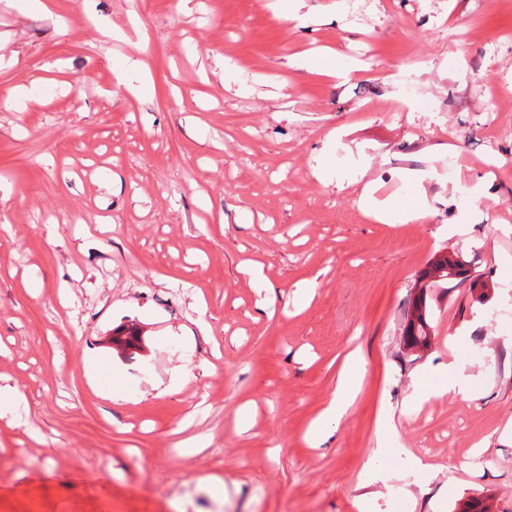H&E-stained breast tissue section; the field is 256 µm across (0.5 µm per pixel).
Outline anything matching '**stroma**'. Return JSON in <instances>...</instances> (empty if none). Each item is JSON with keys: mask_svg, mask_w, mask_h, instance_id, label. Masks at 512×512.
Masks as SVG:
<instances>
[{"mask_svg": "<svg viewBox=\"0 0 512 512\" xmlns=\"http://www.w3.org/2000/svg\"><path fill=\"white\" fill-rule=\"evenodd\" d=\"M18 2L0 0V384L26 405L0 419V512H512V317L493 315L512 305V0H304V28L269 0ZM322 47L365 72L321 74ZM355 169L430 218L366 216ZM447 249L489 299L436 291L432 347L407 358L414 284ZM354 347L361 389L312 447ZM454 361L474 397L408 410ZM382 437L397 455L374 456Z\"/></svg>", "mask_w": 512, "mask_h": 512, "instance_id": "1", "label": "stroma"}]
</instances>
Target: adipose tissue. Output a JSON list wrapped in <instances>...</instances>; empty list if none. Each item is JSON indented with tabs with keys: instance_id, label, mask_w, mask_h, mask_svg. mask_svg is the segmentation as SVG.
Returning <instances> with one entry per match:
<instances>
[{
	"instance_id": "obj_1",
	"label": "adipose tissue",
	"mask_w": 512,
	"mask_h": 512,
	"mask_svg": "<svg viewBox=\"0 0 512 512\" xmlns=\"http://www.w3.org/2000/svg\"><path fill=\"white\" fill-rule=\"evenodd\" d=\"M363 362L358 351L349 352L338 373L336 388L322 410L309 424L307 438L313 446L322 445L335 427L349 412L361 387Z\"/></svg>"
}]
</instances>
